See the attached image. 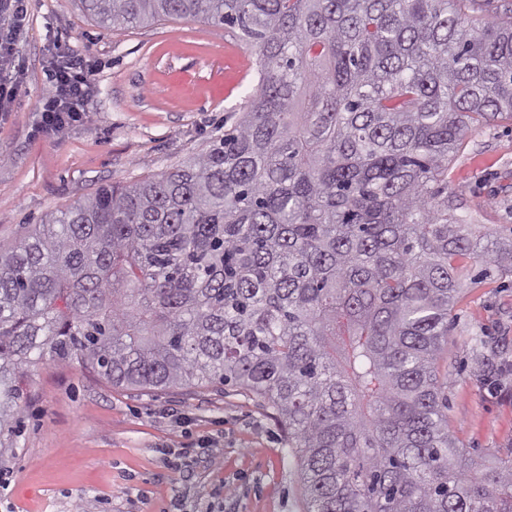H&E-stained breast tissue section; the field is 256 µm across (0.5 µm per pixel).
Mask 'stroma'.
Here are the masks:
<instances>
[{
	"label": "stroma",
	"instance_id": "obj_1",
	"mask_svg": "<svg viewBox=\"0 0 512 512\" xmlns=\"http://www.w3.org/2000/svg\"><path fill=\"white\" fill-rule=\"evenodd\" d=\"M68 44L94 84L81 121L40 126ZM19 86L0 110V246L11 247L105 184H127L201 151L244 112L259 75L238 30L188 18L103 28L74 0H28L13 43ZM448 199L488 243L512 239V125L467 134ZM437 361L444 412L475 462L512 455V276L482 262ZM497 370L486 377V349ZM19 447L0 457V512H304L298 461L263 398L227 385H110L50 359L24 380Z\"/></svg>",
	"mask_w": 512,
	"mask_h": 512
}]
</instances>
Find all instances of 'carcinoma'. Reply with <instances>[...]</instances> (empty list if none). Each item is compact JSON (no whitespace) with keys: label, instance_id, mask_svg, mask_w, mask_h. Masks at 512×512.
<instances>
[{"label":"carcinoma","instance_id":"obj_1","mask_svg":"<svg viewBox=\"0 0 512 512\" xmlns=\"http://www.w3.org/2000/svg\"><path fill=\"white\" fill-rule=\"evenodd\" d=\"M104 28L241 32L259 83L231 131L107 184L0 249V457L22 378L74 359L113 386L232 384L288 435L307 512H512L475 469L435 364L478 235L448 155L512 124V3L79 0ZM512 274V242L487 257Z\"/></svg>","mask_w":512,"mask_h":512}]
</instances>
